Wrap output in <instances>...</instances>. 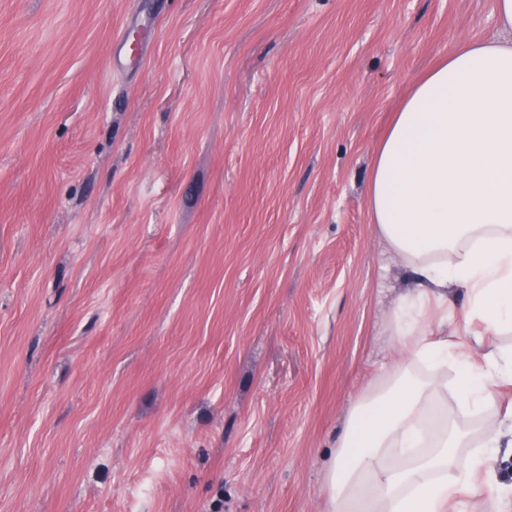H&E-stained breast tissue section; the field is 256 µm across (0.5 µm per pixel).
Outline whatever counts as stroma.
Returning a JSON list of instances; mask_svg holds the SVG:
<instances>
[{
  "mask_svg": "<svg viewBox=\"0 0 512 512\" xmlns=\"http://www.w3.org/2000/svg\"><path fill=\"white\" fill-rule=\"evenodd\" d=\"M497 34L494 0H0V512H328L410 282L376 144Z\"/></svg>",
  "mask_w": 512,
  "mask_h": 512,
  "instance_id": "1",
  "label": "stroma"
}]
</instances>
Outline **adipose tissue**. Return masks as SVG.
<instances>
[{"label":"adipose tissue","instance_id":"1","mask_svg":"<svg viewBox=\"0 0 512 512\" xmlns=\"http://www.w3.org/2000/svg\"><path fill=\"white\" fill-rule=\"evenodd\" d=\"M495 4L498 36L462 40L417 79L374 152L371 222L414 285L390 327L405 356L337 446L330 512H448L503 446L483 419L487 381L512 385V351H482L512 329V0ZM448 286L485 326L465 351L448 342ZM452 395L479 425L443 414Z\"/></svg>","mask_w":512,"mask_h":512}]
</instances>
